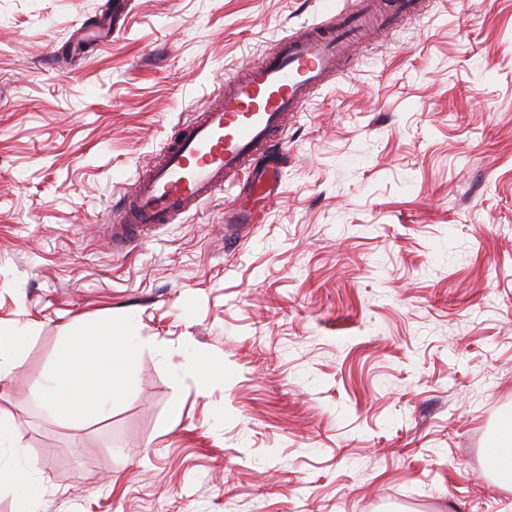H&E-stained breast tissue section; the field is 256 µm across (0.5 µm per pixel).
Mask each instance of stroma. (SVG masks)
Here are the masks:
<instances>
[{"mask_svg": "<svg viewBox=\"0 0 512 512\" xmlns=\"http://www.w3.org/2000/svg\"><path fill=\"white\" fill-rule=\"evenodd\" d=\"M320 0H0V421L33 512H512V0H427L229 185L113 249L128 190ZM251 224L224 231L229 204ZM127 330L122 396L64 421V336ZM29 337L13 347L10 328ZM216 368L201 373L199 364ZM492 453L498 457V460L505 464L512 461V420L504 419L501 422L498 435L492 446Z\"/></svg>", "mask_w": 512, "mask_h": 512, "instance_id": "1", "label": "stroma"}]
</instances>
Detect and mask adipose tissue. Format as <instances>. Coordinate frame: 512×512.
Returning <instances> with one entry per match:
<instances>
[{
	"mask_svg": "<svg viewBox=\"0 0 512 512\" xmlns=\"http://www.w3.org/2000/svg\"><path fill=\"white\" fill-rule=\"evenodd\" d=\"M136 351L125 334L104 330L70 338L59 350L44 393L64 418L100 412L123 393Z\"/></svg>",
	"mask_w": 512,
	"mask_h": 512,
	"instance_id": "ef3b65f1",
	"label": "adipose tissue"
}]
</instances>
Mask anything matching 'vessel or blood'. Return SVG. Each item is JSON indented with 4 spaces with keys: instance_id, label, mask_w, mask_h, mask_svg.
Here are the masks:
<instances>
[{
    "instance_id": "vessel-or-blood-1",
    "label": "vessel or blood",
    "mask_w": 512,
    "mask_h": 512,
    "mask_svg": "<svg viewBox=\"0 0 512 512\" xmlns=\"http://www.w3.org/2000/svg\"><path fill=\"white\" fill-rule=\"evenodd\" d=\"M421 8V0H389L380 13L345 12L327 0L312 28L283 37L276 53L227 76L213 99L184 122L130 192L112 226L116 239L141 243L145 226L177 223L224 185L248 194L268 185V170L251 165L255 151L282 149L289 115L335 75L370 26L392 28Z\"/></svg>"
}]
</instances>
